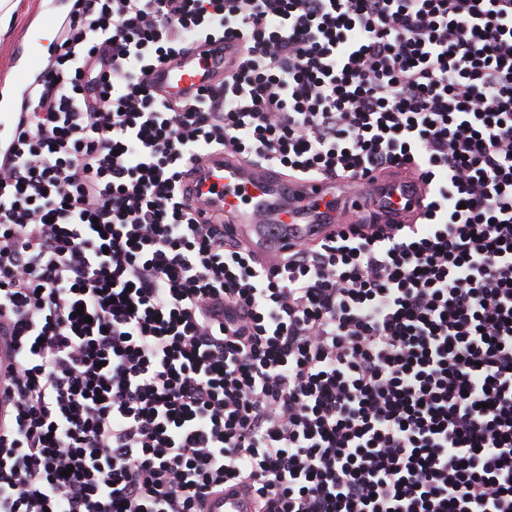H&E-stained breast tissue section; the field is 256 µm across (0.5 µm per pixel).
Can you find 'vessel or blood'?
<instances>
[{
  "instance_id": "1",
  "label": "vessel or blood",
  "mask_w": 512,
  "mask_h": 512,
  "mask_svg": "<svg viewBox=\"0 0 512 512\" xmlns=\"http://www.w3.org/2000/svg\"><path fill=\"white\" fill-rule=\"evenodd\" d=\"M239 50L240 43L234 38L194 43L187 54L152 67L145 82L158 95L192 99L200 86L221 77ZM40 53L39 45H24L13 79L0 83V108H11L29 73L36 69ZM196 184L189 205L224 211L240 238L270 265L278 262L283 243L315 242L336 231L338 225L363 221L369 201L374 204L377 223H415L427 193L411 166L376 174L366 187L352 190L334 179L274 175L228 153L205 157L199 164ZM204 512H255V506L245 493L227 488L207 496Z\"/></svg>"
}]
</instances>
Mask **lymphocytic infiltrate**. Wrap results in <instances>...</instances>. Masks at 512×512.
Segmentation results:
<instances>
[{
    "instance_id": "lymphocytic-infiltrate-1",
    "label": "lymphocytic infiltrate",
    "mask_w": 512,
    "mask_h": 512,
    "mask_svg": "<svg viewBox=\"0 0 512 512\" xmlns=\"http://www.w3.org/2000/svg\"><path fill=\"white\" fill-rule=\"evenodd\" d=\"M0 145V512H512V0H72ZM238 36L184 102L144 82ZM414 164L264 266L193 160ZM204 512H255V506L245 493L224 488L206 497Z\"/></svg>"
}]
</instances>
